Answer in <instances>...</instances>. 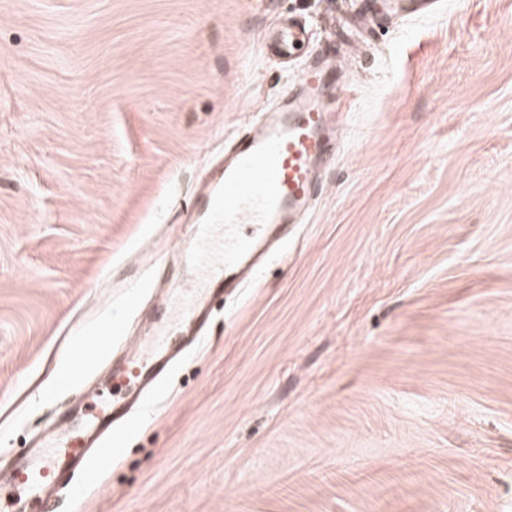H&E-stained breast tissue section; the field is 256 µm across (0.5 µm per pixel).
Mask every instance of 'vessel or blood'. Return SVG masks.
Returning a JSON list of instances; mask_svg holds the SVG:
<instances>
[{"mask_svg": "<svg viewBox=\"0 0 512 512\" xmlns=\"http://www.w3.org/2000/svg\"><path fill=\"white\" fill-rule=\"evenodd\" d=\"M440 3L378 0L364 23L429 18ZM300 42V29L291 25L280 29L271 47L289 60ZM335 70L334 52L316 55L274 107L232 138L223 166L211 171L208 189L191 203L192 211L201 215L187 233L199 287L168 292L162 303L170 316L152 321L143 336L130 340L122 361L112 367L113 380L134 392V401L116 395L105 410L88 413L83 445L70 440V418L59 414L0 479V512H56V491L72 475L87 485L108 470L135 423V407L174 367L172 349L201 335L208 298L242 288L263 266L271 247L287 244L339 148L327 123L328 113L341 108L335 98Z\"/></svg>", "mask_w": 512, "mask_h": 512, "instance_id": "1", "label": "vessel or blood"}]
</instances>
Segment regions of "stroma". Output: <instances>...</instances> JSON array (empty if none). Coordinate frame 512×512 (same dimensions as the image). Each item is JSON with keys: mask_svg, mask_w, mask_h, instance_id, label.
Wrapping results in <instances>:
<instances>
[{"mask_svg": "<svg viewBox=\"0 0 512 512\" xmlns=\"http://www.w3.org/2000/svg\"><path fill=\"white\" fill-rule=\"evenodd\" d=\"M353 0H0V465L136 335L232 135L352 53L288 252L211 304L122 455L60 512H512V0L357 34ZM301 31L296 25H288L279 30L274 41L267 49H274L283 59L291 61L301 42Z\"/></svg>", "mask_w": 512, "mask_h": 512, "instance_id": "obj_1", "label": "stroma"}]
</instances>
